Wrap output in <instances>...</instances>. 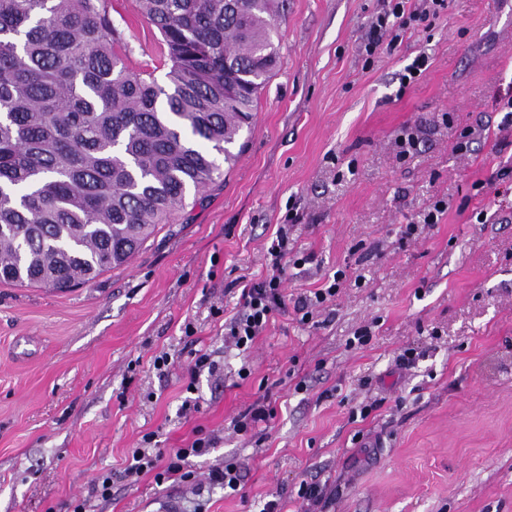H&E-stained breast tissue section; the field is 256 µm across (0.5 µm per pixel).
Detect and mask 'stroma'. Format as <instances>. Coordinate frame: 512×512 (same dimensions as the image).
<instances>
[{"label": "stroma", "instance_id": "35a3bbf8", "mask_svg": "<svg viewBox=\"0 0 512 512\" xmlns=\"http://www.w3.org/2000/svg\"><path fill=\"white\" fill-rule=\"evenodd\" d=\"M381 5L288 0L243 151L128 265L65 292L0 283V512H261L274 498L282 512H512V184L496 177L512 166V0H448L431 28L369 57ZM107 6L126 64L165 82L157 29L132 0ZM422 53L428 70L401 87ZM410 128L419 152L402 160ZM438 200L447 211L424 223ZM284 223L312 257L287 267V303L336 270L351 279L316 325L289 311L248 351L226 348L234 281L266 275ZM202 347L220 368L190 393L183 367ZM163 352L175 364L162 375ZM262 396L275 417L236 432ZM187 399L199 409L186 416ZM199 429L215 446L189 458L191 481L122 479L144 434L166 453ZM227 463L238 490L209 481ZM104 473L107 499L92 491ZM312 480L324 496L310 506Z\"/></svg>", "mask_w": 512, "mask_h": 512}]
</instances>
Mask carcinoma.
<instances>
[{"instance_id": "carcinoma-1", "label": "carcinoma", "mask_w": 512, "mask_h": 512, "mask_svg": "<svg viewBox=\"0 0 512 512\" xmlns=\"http://www.w3.org/2000/svg\"><path fill=\"white\" fill-rule=\"evenodd\" d=\"M167 83L130 69L106 0H0V282L121 268L223 175L279 63L283 0H134Z\"/></svg>"}]
</instances>
